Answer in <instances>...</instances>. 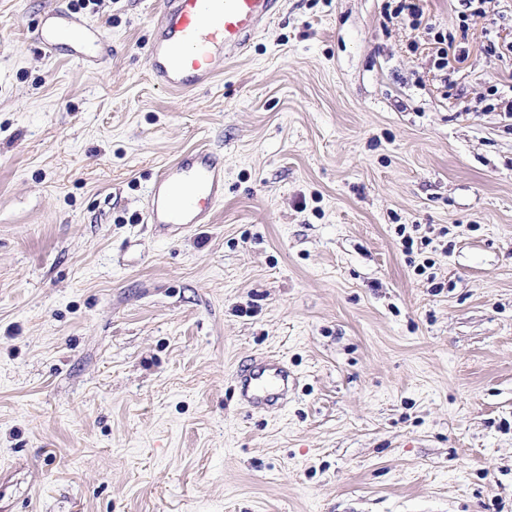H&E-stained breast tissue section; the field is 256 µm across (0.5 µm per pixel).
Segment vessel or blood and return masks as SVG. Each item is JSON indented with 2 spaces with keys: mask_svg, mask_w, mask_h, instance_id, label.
<instances>
[{
  "mask_svg": "<svg viewBox=\"0 0 512 512\" xmlns=\"http://www.w3.org/2000/svg\"><path fill=\"white\" fill-rule=\"evenodd\" d=\"M279 6L280 0H164L148 45L153 80L169 91L210 83ZM87 26L85 19L62 9L44 22L37 38L51 52L70 46L80 60L84 54L74 43ZM223 198V158L205 147L191 149L156 175L143 220L163 229L208 224ZM236 378L243 403L254 409L274 407L288 391V372L276 359L259 360L237 371Z\"/></svg>",
  "mask_w": 512,
  "mask_h": 512,
  "instance_id": "obj_1",
  "label": "vessel or blood"
}]
</instances>
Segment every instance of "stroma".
Here are the masks:
<instances>
[{
	"label": "stroma",
	"instance_id": "1",
	"mask_svg": "<svg viewBox=\"0 0 512 512\" xmlns=\"http://www.w3.org/2000/svg\"><path fill=\"white\" fill-rule=\"evenodd\" d=\"M62 2L0 0V512H512V0H412L444 70L387 0H282L182 92L162 0L84 10L85 63L34 39ZM201 146L211 223H142ZM236 378L241 400L253 409H270L288 392V371L277 359H261L237 371Z\"/></svg>",
	"mask_w": 512,
	"mask_h": 512
}]
</instances>
